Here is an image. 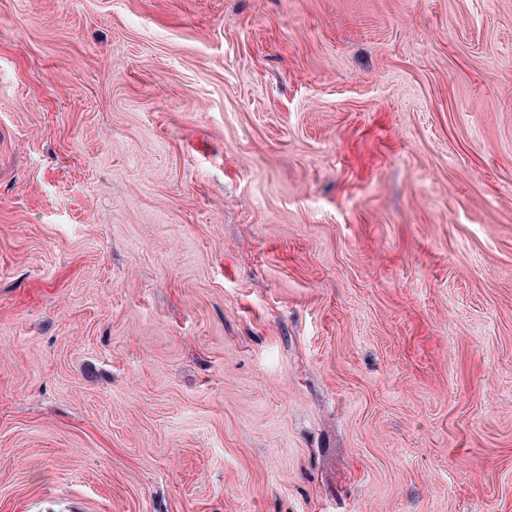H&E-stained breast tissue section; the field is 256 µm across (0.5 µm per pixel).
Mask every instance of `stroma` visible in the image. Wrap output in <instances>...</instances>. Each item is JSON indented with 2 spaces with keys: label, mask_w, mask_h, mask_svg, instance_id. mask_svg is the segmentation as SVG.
Segmentation results:
<instances>
[{
  "label": "stroma",
  "mask_w": 512,
  "mask_h": 512,
  "mask_svg": "<svg viewBox=\"0 0 512 512\" xmlns=\"http://www.w3.org/2000/svg\"><path fill=\"white\" fill-rule=\"evenodd\" d=\"M0 512H512V0H0Z\"/></svg>",
  "instance_id": "stroma-1"
}]
</instances>
